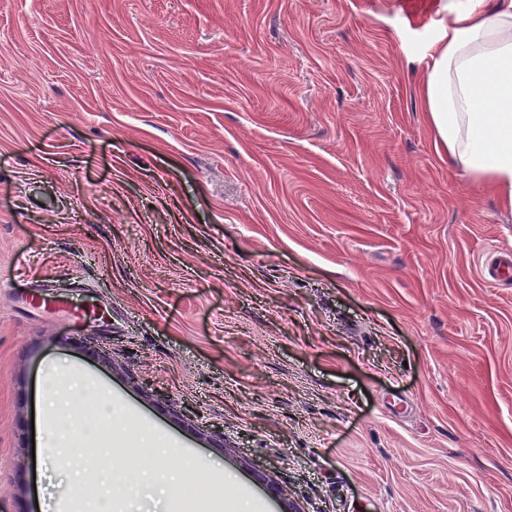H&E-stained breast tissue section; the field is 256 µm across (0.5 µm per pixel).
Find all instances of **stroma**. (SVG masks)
I'll use <instances>...</instances> for the list:
<instances>
[{
	"label": "stroma",
	"mask_w": 512,
	"mask_h": 512,
	"mask_svg": "<svg viewBox=\"0 0 512 512\" xmlns=\"http://www.w3.org/2000/svg\"><path fill=\"white\" fill-rule=\"evenodd\" d=\"M494 0H0V512H54L47 372L169 454L167 512H512V212L414 78ZM88 314L32 304L34 285Z\"/></svg>",
	"instance_id": "obj_1"
}]
</instances>
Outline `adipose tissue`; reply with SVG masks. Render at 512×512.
<instances>
[{"label": "adipose tissue", "mask_w": 512, "mask_h": 512, "mask_svg": "<svg viewBox=\"0 0 512 512\" xmlns=\"http://www.w3.org/2000/svg\"><path fill=\"white\" fill-rule=\"evenodd\" d=\"M427 58L415 86L439 154L512 208V0L453 13Z\"/></svg>", "instance_id": "obj_1"}]
</instances>
